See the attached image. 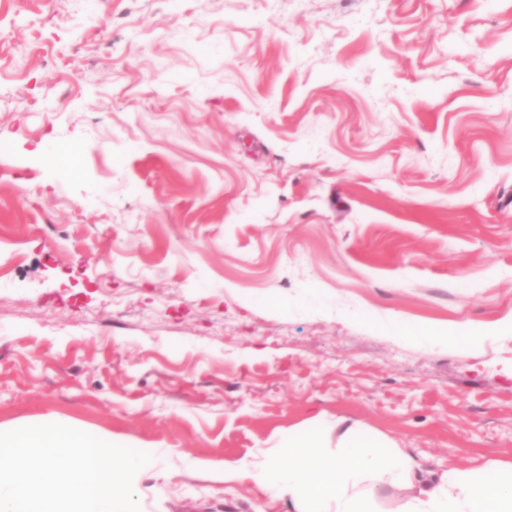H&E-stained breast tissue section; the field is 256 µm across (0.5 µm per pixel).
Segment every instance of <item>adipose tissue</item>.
<instances>
[{"label": "adipose tissue", "instance_id": "1", "mask_svg": "<svg viewBox=\"0 0 512 512\" xmlns=\"http://www.w3.org/2000/svg\"><path fill=\"white\" fill-rule=\"evenodd\" d=\"M319 435L289 438L287 455L218 463L225 482L254 483L287 496L292 512H378V487L403 491L397 512H512V464L488 460L481 471L451 467L424 476L417 460L385 438L347 429L335 453Z\"/></svg>", "mask_w": 512, "mask_h": 512}]
</instances>
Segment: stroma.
<instances>
[{
  "label": "stroma",
  "mask_w": 512,
  "mask_h": 512,
  "mask_svg": "<svg viewBox=\"0 0 512 512\" xmlns=\"http://www.w3.org/2000/svg\"><path fill=\"white\" fill-rule=\"evenodd\" d=\"M0 43V432L160 449L141 512H288L199 462L311 429L512 463V0H0ZM399 332L410 340L424 342L430 345H448V342L459 343L460 341L459 336H448L447 332L445 333L443 330L435 328H404Z\"/></svg>",
  "instance_id": "1"
}]
</instances>
